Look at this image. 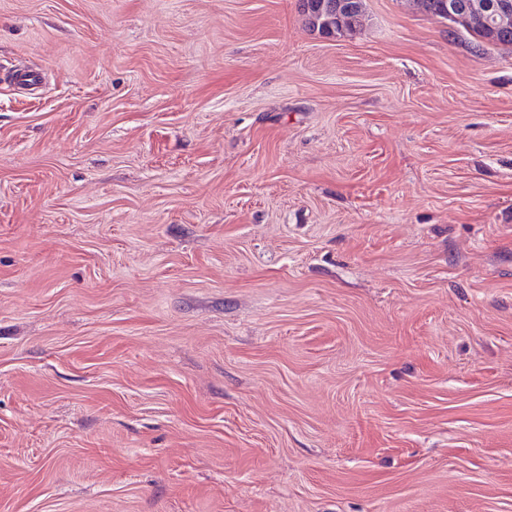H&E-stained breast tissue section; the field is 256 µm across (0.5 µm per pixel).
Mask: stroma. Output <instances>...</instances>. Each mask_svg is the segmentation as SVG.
Wrapping results in <instances>:
<instances>
[{
  "label": "stroma",
  "mask_w": 512,
  "mask_h": 512,
  "mask_svg": "<svg viewBox=\"0 0 512 512\" xmlns=\"http://www.w3.org/2000/svg\"><path fill=\"white\" fill-rule=\"evenodd\" d=\"M0 512H512V45L0 0Z\"/></svg>",
  "instance_id": "obj_1"
}]
</instances>
